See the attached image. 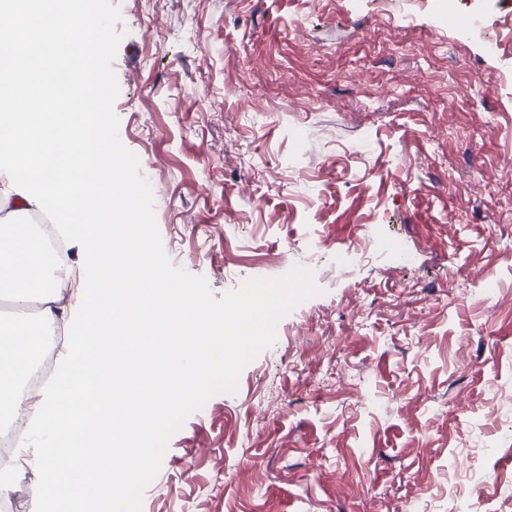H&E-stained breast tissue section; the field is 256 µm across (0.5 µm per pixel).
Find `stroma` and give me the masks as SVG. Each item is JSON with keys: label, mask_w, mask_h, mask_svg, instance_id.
Returning <instances> with one entry per match:
<instances>
[{"label": "stroma", "mask_w": 512, "mask_h": 512, "mask_svg": "<svg viewBox=\"0 0 512 512\" xmlns=\"http://www.w3.org/2000/svg\"><path fill=\"white\" fill-rule=\"evenodd\" d=\"M111 2L174 265L218 295L371 232L412 257L317 280L142 512H512V0H459L475 32L435 26L445 0Z\"/></svg>", "instance_id": "obj_1"}]
</instances>
